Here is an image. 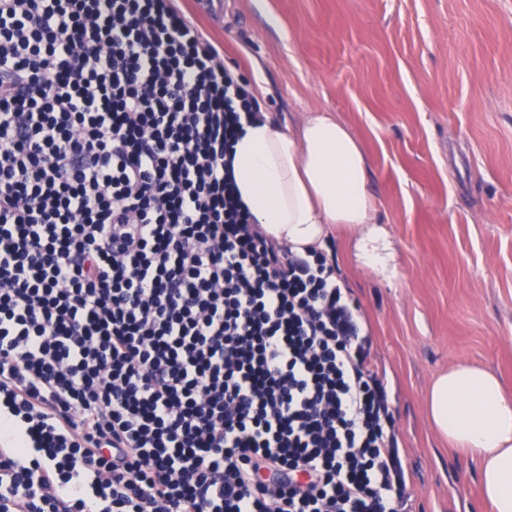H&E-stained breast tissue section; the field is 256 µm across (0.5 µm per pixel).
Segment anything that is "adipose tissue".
Instances as JSON below:
<instances>
[{
    "label": "adipose tissue",
    "mask_w": 512,
    "mask_h": 512,
    "mask_svg": "<svg viewBox=\"0 0 512 512\" xmlns=\"http://www.w3.org/2000/svg\"><path fill=\"white\" fill-rule=\"evenodd\" d=\"M233 155L241 200L268 237L304 255L327 252L331 232L341 230L356 267L396 275L366 154L334 113L310 107L285 129L258 112L244 122ZM425 404L432 430L476 460L480 494L493 512H512V394L500 378L480 365L450 366L430 382Z\"/></svg>",
    "instance_id": "obj_1"
}]
</instances>
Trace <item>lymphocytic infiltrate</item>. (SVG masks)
<instances>
[{"instance_id": "1", "label": "lymphocytic infiltrate", "mask_w": 512, "mask_h": 512, "mask_svg": "<svg viewBox=\"0 0 512 512\" xmlns=\"http://www.w3.org/2000/svg\"><path fill=\"white\" fill-rule=\"evenodd\" d=\"M173 0H0V512H403L371 336L250 219Z\"/></svg>"}]
</instances>
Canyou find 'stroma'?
Instances as JSON below:
<instances>
[{
  "label": "stroma",
  "mask_w": 512,
  "mask_h": 512,
  "mask_svg": "<svg viewBox=\"0 0 512 512\" xmlns=\"http://www.w3.org/2000/svg\"><path fill=\"white\" fill-rule=\"evenodd\" d=\"M180 8L280 123L307 107L360 137L400 267L385 281L330 243L385 373L408 512H492L477 467L432 432L424 393L476 363L512 392V0H224ZM276 14L280 27L267 24Z\"/></svg>",
  "instance_id": "stroma-1"
}]
</instances>
